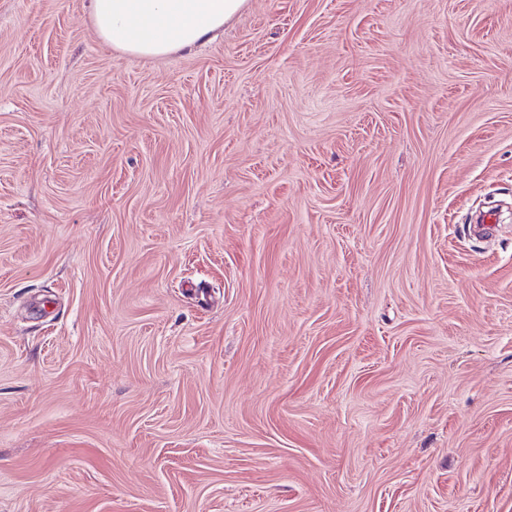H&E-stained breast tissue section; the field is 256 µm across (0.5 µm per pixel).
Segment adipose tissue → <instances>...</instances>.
Wrapping results in <instances>:
<instances>
[{
  "mask_svg": "<svg viewBox=\"0 0 512 512\" xmlns=\"http://www.w3.org/2000/svg\"><path fill=\"white\" fill-rule=\"evenodd\" d=\"M247 0H90L97 36L112 48L162 58L215 40Z\"/></svg>",
  "mask_w": 512,
  "mask_h": 512,
  "instance_id": "1",
  "label": "adipose tissue"
}]
</instances>
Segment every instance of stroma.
Wrapping results in <instances>:
<instances>
[{
    "instance_id": "35a3bbf8",
    "label": "stroma",
    "mask_w": 512,
    "mask_h": 512,
    "mask_svg": "<svg viewBox=\"0 0 512 512\" xmlns=\"http://www.w3.org/2000/svg\"><path fill=\"white\" fill-rule=\"evenodd\" d=\"M87 4L0 0V512H512V0ZM97 36L112 48L162 58L211 42L247 0H89Z\"/></svg>"
}]
</instances>
